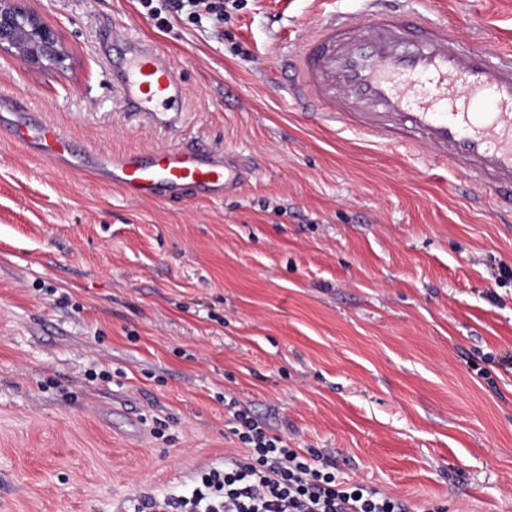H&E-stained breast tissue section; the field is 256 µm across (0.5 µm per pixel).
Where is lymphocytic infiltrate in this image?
<instances>
[{"label": "lymphocytic infiltrate", "mask_w": 512, "mask_h": 512, "mask_svg": "<svg viewBox=\"0 0 512 512\" xmlns=\"http://www.w3.org/2000/svg\"><path fill=\"white\" fill-rule=\"evenodd\" d=\"M228 406L242 452L204 466L186 493L138 501L134 512H412L406 501L344 478L321 452L268 435L237 401Z\"/></svg>", "instance_id": "f902f5d3"}]
</instances>
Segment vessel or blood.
<instances>
[{"label":"vessel or blood","mask_w":512,"mask_h":512,"mask_svg":"<svg viewBox=\"0 0 512 512\" xmlns=\"http://www.w3.org/2000/svg\"><path fill=\"white\" fill-rule=\"evenodd\" d=\"M113 61L122 106L184 100L183 83L167 54L134 38ZM293 88L322 118L380 143L429 150L461 179L492 195L512 213V53L464 46L447 25L379 6L369 14L325 20L292 55ZM0 136L50 160L71 162L69 135L28 112L17 99ZM85 164L128 195L171 201L188 195L219 198L252 179V167L194 146L95 153Z\"/></svg>","instance_id":"obj_1"}]
</instances>
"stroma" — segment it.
I'll list each match as a JSON object with an SVG mask.
<instances>
[{
	"label": "stroma",
	"instance_id": "1",
	"mask_svg": "<svg viewBox=\"0 0 512 512\" xmlns=\"http://www.w3.org/2000/svg\"><path fill=\"white\" fill-rule=\"evenodd\" d=\"M62 71L0 55V96L77 154L201 145L256 169L138 199L0 138V512H129L239 452L237 399L289 447L415 512H512V217L453 168L301 110L284 65L366 0H29ZM512 51V0H400ZM160 44L186 109H123L106 33ZM165 2L175 9L189 7L190 14L200 16V12H205L207 14H215L217 20H224L223 0H165Z\"/></svg>",
	"mask_w": 512,
	"mask_h": 512
}]
</instances>
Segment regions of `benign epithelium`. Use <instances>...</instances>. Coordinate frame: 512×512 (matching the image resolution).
Listing matches in <instances>:
<instances>
[{
	"label": "benign epithelium",
	"mask_w": 512,
	"mask_h": 512,
	"mask_svg": "<svg viewBox=\"0 0 512 512\" xmlns=\"http://www.w3.org/2000/svg\"><path fill=\"white\" fill-rule=\"evenodd\" d=\"M25 2L0 0V52L34 67H65L68 54L57 31L29 10Z\"/></svg>",
	"instance_id": "1"
}]
</instances>
